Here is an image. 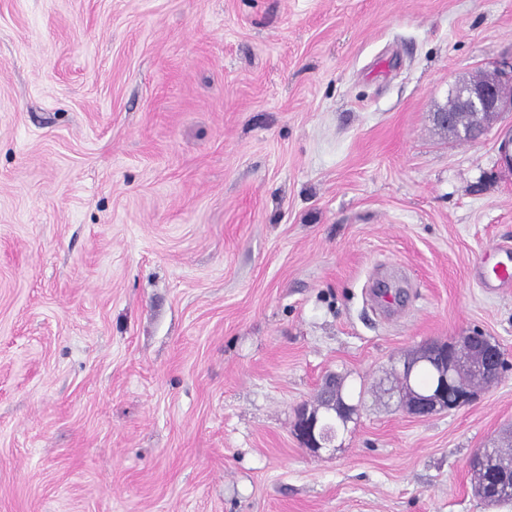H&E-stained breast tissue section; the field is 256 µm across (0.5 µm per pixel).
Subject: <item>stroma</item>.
I'll return each instance as SVG.
<instances>
[{"label": "stroma", "instance_id": "35a3bbf8", "mask_svg": "<svg viewBox=\"0 0 512 512\" xmlns=\"http://www.w3.org/2000/svg\"><path fill=\"white\" fill-rule=\"evenodd\" d=\"M510 60L512 0H0V512H512V370L423 418L391 376L512 361V113L434 119ZM465 346L470 348L469 361L473 371L485 375L492 374L494 377L502 374L505 368L503 351L498 344L492 343L479 330L466 333L448 343H428L423 347L430 348L425 356L438 357L441 360L440 382L436 390L428 394L412 392L406 387L408 395L403 401V406L408 414L427 417L441 411L459 408L471 400L473 390L462 386L457 375L460 369L457 362V348L460 347L459 359L463 361L461 381L467 386L479 384L467 366ZM448 387L453 388L451 400L448 399ZM295 433L304 447L316 453L325 448L335 439V432L319 424L316 411H310L306 406L297 410ZM507 448L494 445L493 448H484L483 454L487 460V466L479 469V487L481 494L478 495L486 502L507 503L512 501V469L509 471L504 463L512 460V444ZM506 473V479H497L498 474Z\"/></svg>", "mask_w": 512, "mask_h": 512}]
</instances>
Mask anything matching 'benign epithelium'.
Masks as SVG:
<instances>
[{
  "instance_id": "1",
  "label": "benign epithelium",
  "mask_w": 512,
  "mask_h": 512,
  "mask_svg": "<svg viewBox=\"0 0 512 512\" xmlns=\"http://www.w3.org/2000/svg\"><path fill=\"white\" fill-rule=\"evenodd\" d=\"M459 96L457 111H443L436 114L437 121L448 130H462L457 113L467 112L474 118L463 138L476 140L486 129L479 119L486 112H512V65L487 71L480 81L457 86ZM470 348V368L483 374L500 376L505 368L504 355L500 346L491 342L483 332L475 330L448 343H428L427 355L441 360L439 385L436 390L424 394L408 392L403 406L415 417H427L435 413L456 409L468 403L473 390L460 384L457 372V348ZM295 433L304 447L316 453L335 439V432L319 424L317 412L302 406L297 410Z\"/></svg>"
}]
</instances>
